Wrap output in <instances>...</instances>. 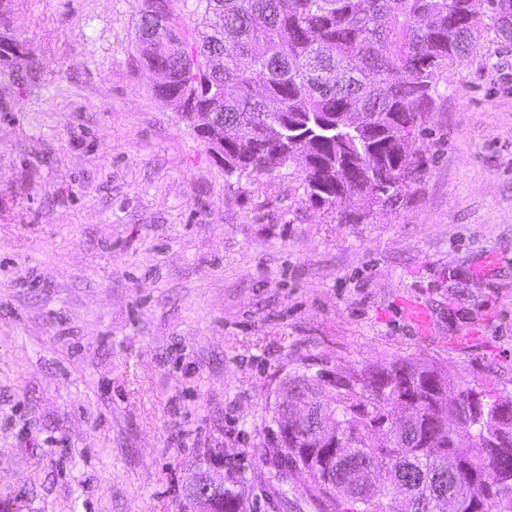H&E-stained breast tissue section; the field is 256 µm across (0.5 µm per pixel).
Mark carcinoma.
<instances>
[{
  "instance_id": "cac0c4a2",
  "label": "carcinoma",
  "mask_w": 512,
  "mask_h": 512,
  "mask_svg": "<svg viewBox=\"0 0 512 512\" xmlns=\"http://www.w3.org/2000/svg\"><path fill=\"white\" fill-rule=\"evenodd\" d=\"M198 22L179 40L196 45L193 75L181 54L160 45L145 64L171 69L170 96H190L200 112L224 113V173L271 175L292 164L302 147L312 163L300 170L309 203L350 223L365 211L398 203L423 172L415 131L432 111L440 69L480 45L469 22L471 0H193ZM500 26L512 0H486ZM161 18L143 14L135 39ZM450 385L448 370L412 357L359 370L336 369V384L317 390L323 411L336 417L347 445L319 448L317 421L257 448L259 473L280 494L283 462L307 476L302 499L313 512H435L454 488V512H512V428L497 417L467 418L462 399L492 395L460 387L440 396L427 382ZM290 391L312 399L307 375L288 379ZM470 424L474 434L456 440ZM215 512H243L232 489Z\"/></svg>"
}]
</instances>
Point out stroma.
Returning <instances> with one entry per match:
<instances>
[{
    "label": "stroma",
    "mask_w": 512,
    "mask_h": 512,
    "mask_svg": "<svg viewBox=\"0 0 512 512\" xmlns=\"http://www.w3.org/2000/svg\"><path fill=\"white\" fill-rule=\"evenodd\" d=\"M142 0H0V512H184L259 468L297 374L398 357L512 398V40L445 66L396 207L235 180L156 96ZM423 306L428 330L401 315ZM203 463H199L197 471L186 482L183 495L190 512H213L216 499L223 493L222 498L216 503L215 512H241L244 511L243 503L232 489L224 486V472L220 459L223 452L220 448H214Z\"/></svg>",
    "instance_id": "35a3bbf8"
}]
</instances>
